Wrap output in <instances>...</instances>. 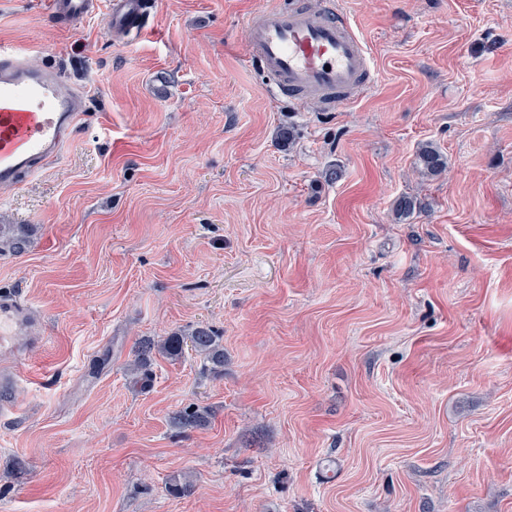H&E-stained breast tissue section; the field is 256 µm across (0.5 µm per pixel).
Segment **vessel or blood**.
I'll use <instances>...</instances> for the list:
<instances>
[{
	"instance_id": "vessel-or-blood-1",
	"label": "vessel or blood",
	"mask_w": 512,
	"mask_h": 512,
	"mask_svg": "<svg viewBox=\"0 0 512 512\" xmlns=\"http://www.w3.org/2000/svg\"><path fill=\"white\" fill-rule=\"evenodd\" d=\"M141 7V0H112L111 25L135 21ZM99 9V0H48L49 14L68 23ZM248 30L252 62L282 96L332 109L367 84L366 46L334 6L266 9L250 17ZM84 116L80 96L58 71L31 66L24 51L1 48L0 187L37 175L45 160L63 155ZM33 317L19 295L0 294V353L21 356L16 339L27 335Z\"/></svg>"
}]
</instances>
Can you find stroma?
Here are the masks:
<instances>
[{
	"label": "stroma",
	"mask_w": 512,
	"mask_h": 512,
	"mask_svg": "<svg viewBox=\"0 0 512 512\" xmlns=\"http://www.w3.org/2000/svg\"><path fill=\"white\" fill-rule=\"evenodd\" d=\"M151 2L129 42L103 10L0 0V47L90 113L0 187V224L31 228L0 292L43 335L12 368L0 512H512V0H334L371 77L332 112L250 63L248 20L281 0ZM199 325L223 368L129 371ZM194 407L207 425H173ZM47 4L49 14L67 24L96 14L101 6L98 0H49ZM420 173L425 177H435L445 171L447 161L439 149L431 142L421 144L417 152Z\"/></svg>",
	"instance_id": "obj_1"
}]
</instances>
